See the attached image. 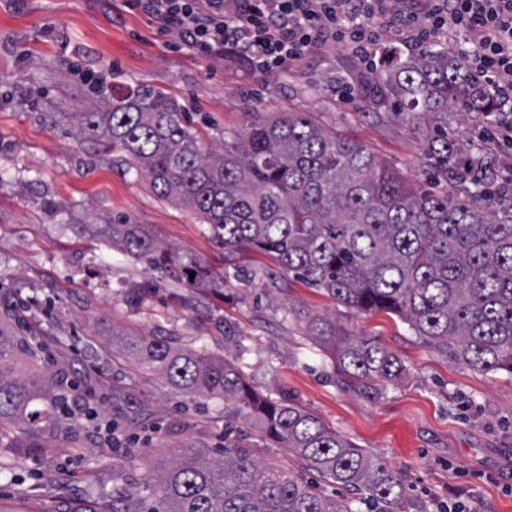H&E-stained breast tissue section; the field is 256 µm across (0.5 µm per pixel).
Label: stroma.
<instances>
[{"label":"stroma","instance_id":"1","mask_svg":"<svg viewBox=\"0 0 512 512\" xmlns=\"http://www.w3.org/2000/svg\"><path fill=\"white\" fill-rule=\"evenodd\" d=\"M87 73L95 84L82 82ZM370 74L356 54L329 42L260 77L244 58L189 51L137 0H0V311L19 309L47 367L85 392L84 411L49 447L26 449L20 437L0 447V512H110L121 498L136 512L184 453L214 458L224 446L223 401L178 392L112 338L171 331L183 347L220 356L223 317L244 333L241 365L255 389L293 400L388 460L428 512L454 501L465 512H512L511 373L475 372L395 316L335 306L281 279L261 254L245 257L255 277L230 281L227 300L170 280L134 301L150 272L113 249L111 222L145 225L182 260L215 272L229 264L194 213L123 173L120 152L80 143L66 118L93 95L152 87L173 95L201 143L217 150L225 133L254 120L309 112L409 184L465 194L467 185L445 179L424 151L439 126L374 93ZM497 123L452 112L439 128L462 149L493 156V191L508 197L512 144L498 139ZM292 303L335 313L343 331L391 349L403 375L362 388L288 317Z\"/></svg>","mask_w":512,"mask_h":512}]
</instances>
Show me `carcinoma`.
Segmentation results:
<instances>
[{
	"label": "carcinoma",
	"mask_w": 512,
	"mask_h": 512,
	"mask_svg": "<svg viewBox=\"0 0 512 512\" xmlns=\"http://www.w3.org/2000/svg\"><path fill=\"white\" fill-rule=\"evenodd\" d=\"M370 83L405 105L413 118L459 112L501 113L487 81L458 53L431 44L394 52ZM67 116L77 137L124 154L159 198L193 210L231 258L272 257L283 276L321 291L358 314L398 317L427 346L487 374H512V200L477 205L494 180L495 162L478 151L456 162L459 147L442 134L426 153L443 175L480 192L464 197L414 188L360 143L324 128L309 112H286L229 133L209 150L178 101L139 87L78 106ZM112 246L151 271L209 289L211 272L161 247L142 224L112 225ZM194 278H189V275ZM306 334L331 349L362 385L391 382L402 359L375 341L341 332L336 320L303 305L288 308ZM0 313V441L9 426L40 448L70 427L64 379ZM125 346L175 390L224 401V449L213 461L189 453L153 488L150 512H354L352 501L326 495L301 474L361 496L369 512H427L404 477L314 413L258 392L236 364L206 349L187 350L175 334L135 335ZM245 420L264 441L291 449L301 469L257 460L234 434Z\"/></svg>",
	"instance_id": "cac0c4a2"
}]
</instances>
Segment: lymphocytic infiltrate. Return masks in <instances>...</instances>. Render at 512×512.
<instances>
[{
	"label": "lymphocytic infiltrate",
	"instance_id": "obj_1",
	"mask_svg": "<svg viewBox=\"0 0 512 512\" xmlns=\"http://www.w3.org/2000/svg\"><path fill=\"white\" fill-rule=\"evenodd\" d=\"M402 0H142L162 30L195 53L248 58L255 74L280 70L309 48L332 40L374 60L387 27L403 23ZM455 30L464 55L512 102V0H430L416 25L419 39Z\"/></svg>",
	"mask_w": 512,
	"mask_h": 512
}]
</instances>
